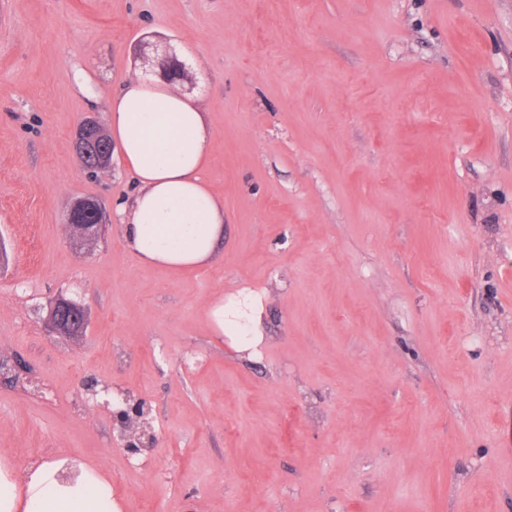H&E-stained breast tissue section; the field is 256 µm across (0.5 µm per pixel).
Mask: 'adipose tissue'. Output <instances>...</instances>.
Wrapping results in <instances>:
<instances>
[{"label":"adipose tissue","instance_id":"ef3b65f1","mask_svg":"<svg viewBox=\"0 0 512 512\" xmlns=\"http://www.w3.org/2000/svg\"><path fill=\"white\" fill-rule=\"evenodd\" d=\"M110 131L136 184L117 202L128 248L143 262L180 272L209 261L224 237V205L207 186L206 116L172 89L132 79L107 99ZM262 299L241 290L215 300L206 319L237 350L256 347ZM0 512H120L98 467L68 456L15 469L0 455Z\"/></svg>","mask_w":512,"mask_h":512}]
</instances>
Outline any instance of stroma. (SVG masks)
<instances>
[{
	"label": "stroma",
	"mask_w": 512,
	"mask_h": 512,
	"mask_svg": "<svg viewBox=\"0 0 512 512\" xmlns=\"http://www.w3.org/2000/svg\"><path fill=\"white\" fill-rule=\"evenodd\" d=\"M195 67L224 238L141 262L116 220L65 230L78 122ZM0 454L99 466L121 512H512V0H0ZM263 298L256 356L212 336ZM86 333L50 331L58 296ZM150 407L127 453L103 404ZM262 318V299L251 291L240 290L224 301V295L215 300L206 311V319L215 336H225L239 351L255 348L262 341L259 331ZM245 319L249 325L241 323ZM249 330V331H248ZM239 336H251L240 341Z\"/></svg>",
	"instance_id": "35a3bbf8"
}]
</instances>
